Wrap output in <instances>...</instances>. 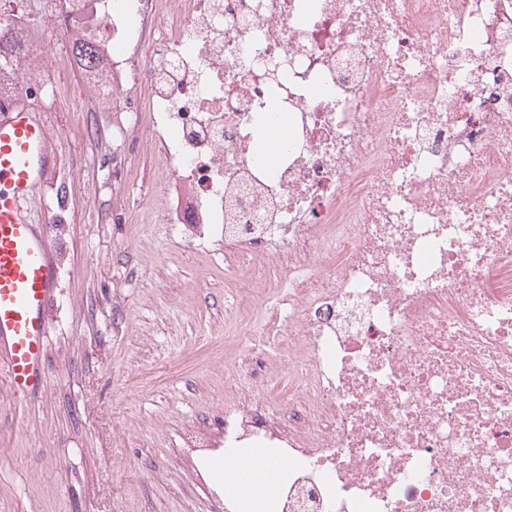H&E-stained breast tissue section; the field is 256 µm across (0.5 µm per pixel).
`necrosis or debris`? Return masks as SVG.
<instances>
[{
  "label": "necrosis or debris",
  "instance_id": "obj_1",
  "mask_svg": "<svg viewBox=\"0 0 512 512\" xmlns=\"http://www.w3.org/2000/svg\"><path fill=\"white\" fill-rule=\"evenodd\" d=\"M63 6L58 48L151 116L166 223L288 275L287 327L224 339L288 336L271 407L224 412L275 512H512V0Z\"/></svg>",
  "mask_w": 512,
  "mask_h": 512
}]
</instances>
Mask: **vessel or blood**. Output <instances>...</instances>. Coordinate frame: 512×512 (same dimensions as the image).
I'll return each mask as SVG.
<instances>
[{
  "label": "vessel or blood",
  "mask_w": 512,
  "mask_h": 512,
  "mask_svg": "<svg viewBox=\"0 0 512 512\" xmlns=\"http://www.w3.org/2000/svg\"><path fill=\"white\" fill-rule=\"evenodd\" d=\"M53 159L49 133L32 107L0 116V363L19 396L43 380L53 289L52 253L22 203Z\"/></svg>",
  "instance_id": "1"
}]
</instances>
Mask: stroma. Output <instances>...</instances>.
Masks as SVG:
<instances>
[{"label": "stroma", "instance_id": "stroma-1", "mask_svg": "<svg viewBox=\"0 0 512 512\" xmlns=\"http://www.w3.org/2000/svg\"><path fill=\"white\" fill-rule=\"evenodd\" d=\"M21 5L56 156L27 206L57 287L43 388L19 399L0 368V512H219L197 467L225 464V400L288 374L287 337L245 359L224 334L288 308L227 270L223 238L150 210L164 167L150 133L128 139L129 114L100 111L56 48L59 0Z\"/></svg>", "mask_w": 512, "mask_h": 512}]
</instances>
